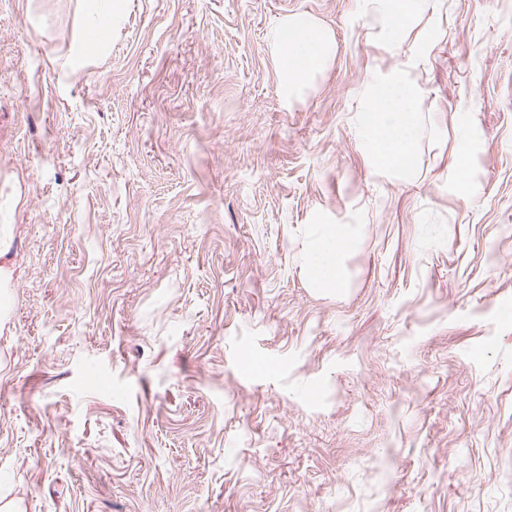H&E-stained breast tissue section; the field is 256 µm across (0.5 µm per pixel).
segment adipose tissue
<instances>
[{
    "instance_id": "ef3b65f1",
    "label": "adipose tissue",
    "mask_w": 512,
    "mask_h": 512,
    "mask_svg": "<svg viewBox=\"0 0 512 512\" xmlns=\"http://www.w3.org/2000/svg\"><path fill=\"white\" fill-rule=\"evenodd\" d=\"M373 16L384 24L386 45H397L426 16L429 0H365ZM281 49L280 69L285 91H293L328 59L333 39L313 20L294 17L272 34ZM411 63L376 72L357 115L361 141L374 161V171L396 178L413 176L420 133L414 102L420 86ZM357 229L351 224L320 225L307 259L306 273L312 287L345 285V256L355 248Z\"/></svg>"
}]
</instances>
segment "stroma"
I'll return each instance as SVG.
<instances>
[{"label": "stroma", "instance_id": "stroma-1", "mask_svg": "<svg viewBox=\"0 0 512 512\" xmlns=\"http://www.w3.org/2000/svg\"><path fill=\"white\" fill-rule=\"evenodd\" d=\"M93 7L0 0V512H512V0L395 51L363 0H130L89 45ZM292 15L333 49L289 97ZM414 56L379 177L362 93ZM411 63L378 71L357 114L362 144L374 161V172L395 178L412 177L420 133L414 102L420 85L412 77ZM307 259L306 273L313 288H343L345 256L355 248L357 229L352 224H318Z\"/></svg>", "mask_w": 512, "mask_h": 512}]
</instances>
